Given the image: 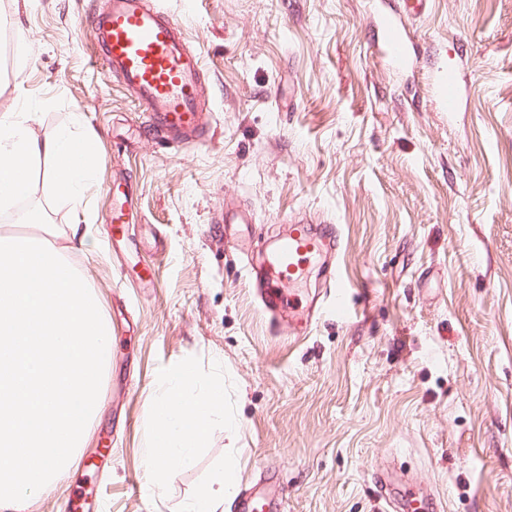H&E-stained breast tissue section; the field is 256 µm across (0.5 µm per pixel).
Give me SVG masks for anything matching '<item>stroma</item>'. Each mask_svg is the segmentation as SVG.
Returning <instances> with one entry per match:
<instances>
[{"label": "stroma", "instance_id": "obj_1", "mask_svg": "<svg viewBox=\"0 0 512 512\" xmlns=\"http://www.w3.org/2000/svg\"><path fill=\"white\" fill-rule=\"evenodd\" d=\"M158 2L200 56L210 123L191 146L157 139L95 55L105 0H0V114L96 136L87 209L39 180L30 200L84 231L70 259L112 329L100 412L29 512H181L231 457L236 488L277 474L285 512H386L384 468L395 498L431 493L425 512H512V0L406 19L412 74L377 51L371 16L393 0ZM450 64L454 113L432 87ZM228 205L251 218L246 252L224 242ZM301 216L341 249L292 286L294 312L333 272L353 300L289 332L249 280ZM183 364L223 381L237 428L156 490L146 403Z\"/></svg>", "mask_w": 512, "mask_h": 512}]
</instances>
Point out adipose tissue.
Listing matches in <instances>:
<instances>
[{
	"instance_id": "1",
	"label": "adipose tissue",
	"mask_w": 512,
	"mask_h": 512,
	"mask_svg": "<svg viewBox=\"0 0 512 512\" xmlns=\"http://www.w3.org/2000/svg\"><path fill=\"white\" fill-rule=\"evenodd\" d=\"M35 115H0V208L29 197L36 165L49 161L46 172L54 190L73 205H81L97 166L95 141L63 127L50 135L34 128ZM152 439L144 450L154 488H163L167 474L190 466L213 424L232 428L234 420L224 411V388L215 384L198 388L194 369L184 366L162 379L147 404ZM236 481L233 465H225L202 486L182 512H218Z\"/></svg>"
}]
</instances>
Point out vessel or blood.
Here are the masks:
<instances>
[{
	"mask_svg": "<svg viewBox=\"0 0 512 512\" xmlns=\"http://www.w3.org/2000/svg\"><path fill=\"white\" fill-rule=\"evenodd\" d=\"M403 13L381 12L373 18L381 33L380 49L391 69L412 70L414 61L402 32L403 14H428L432 0H402ZM97 49L104 65L124 89L148 112L154 134L170 141L191 143L206 132L201 106L200 57L192 51L178 21L159 8L156 0H107L95 18ZM440 111L452 113L459 105V80L454 68L433 77ZM340 238L333 227L314 229L299 221L257 273L265 288V309L285 314L288 288L302 276L315 255L335 252ZM281 485L270 477L238 495L239 512H279L283 503Z\"/></svg>",
	"mask_w": 512,
	"mask_h": 512,
	"instance_id": "1",
	"label": "vessel or blood"
}]
</instances>
